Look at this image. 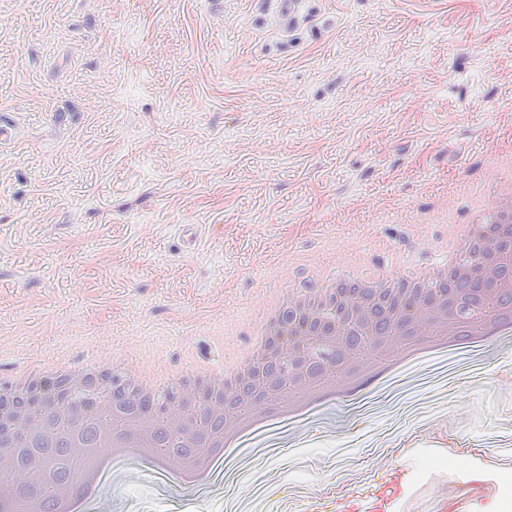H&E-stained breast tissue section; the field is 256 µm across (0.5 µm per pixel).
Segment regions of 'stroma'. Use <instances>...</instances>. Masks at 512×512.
<instances>
[{"label": "stroma", "mask_w": 512, "mask_h": 512, "mask_svg": "<svg viewBox=\"0 0 512 512\" xmlns=\"http://www.w3.org/2000/svg\"><path fill=\"white\" fill-rule=\"evenodd\" d=\"M0 376L191 372L271 295L444 260L512 154V0H0ZM467 469L453 466L455 458ZM107 512H503L512 337L276 429L201 490L133 462ZM266 3L279 16L285 29L292 31L296 27L302 16L303 1L267 0Z\"/></svg>", "instance_id": "35a3bbf8"}]
</instances>
